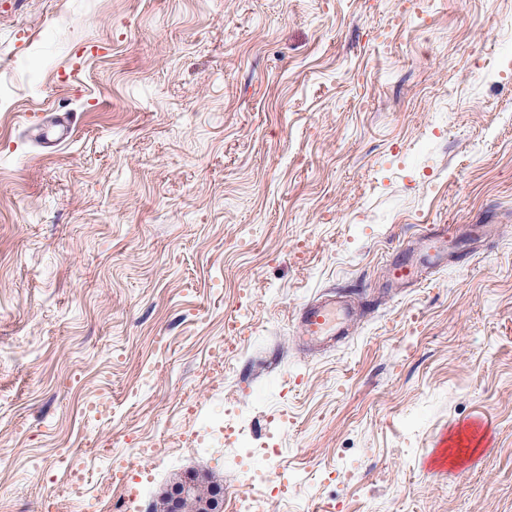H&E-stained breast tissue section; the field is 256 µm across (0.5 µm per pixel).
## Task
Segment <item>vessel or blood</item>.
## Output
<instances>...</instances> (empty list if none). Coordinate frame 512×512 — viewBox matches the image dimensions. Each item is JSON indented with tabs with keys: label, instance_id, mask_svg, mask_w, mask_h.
<instances>
[{
	"label": "vessel or blood",
	"instance_id": "vessel-or-blood-1",
	"mask_svg": "<svg viewBox=\"0 0 512 512\" xmlns=\"http://www.w3.org/2000/svg\"><path fill=\"white\" fill-rule=\"evenodd\" d=\"M75 123L71 112L54 113L36 136L52 147L68 138ZM453 235L447 226L434 224L427 228L418 248L395 257L387 267L389 287L404 289L415 285L434 268L447 263L452 255ZM357 316L355 307L333 298L303 303L296 311V325L302 344L315 348L325 342L345 336Z\"/></svg>",
	"mask_w": 512,
	"mask_h": 512
}]
</instances>
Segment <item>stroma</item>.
<instances>
[{"mask_svg": "<svg viewBox=\"0 0 512 512\" xmlns=\"http://www.w3.org/2000/svg\"><path fill=\"white\" fill-rule=\"evenodd\" d=\"M510 54L512 0H0V512H512ZM431 224L500 235L393 294ZM91 438L154 449L133 503ZM74 123L73 112H56L47 125L38 129L36 137L47 147H53L68 138ZM356 316L352 304L328 298L303 303L296 311L295 321L302 344L315 348L346 336Z\"/></svg>", "mask_w": 512, "mask_h": 512, "instance_id": "35a3bbf8", "label": "stroma"}]
</instances>
